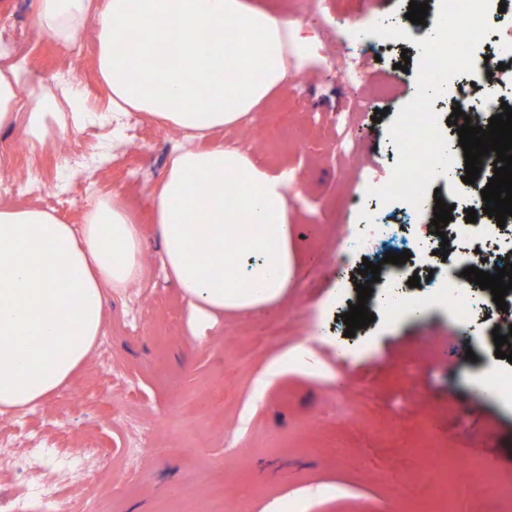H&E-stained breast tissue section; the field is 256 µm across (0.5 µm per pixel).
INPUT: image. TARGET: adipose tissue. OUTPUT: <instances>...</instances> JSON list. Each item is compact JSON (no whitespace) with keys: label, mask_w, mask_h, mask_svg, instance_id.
Listing matches in <instances>:
<instances>
[{"label":"adipose tissue","mask_w":512,"mask_h":512,"mask_svg":"<svg viewBox=\"0 0 512 512\" xmlns=\"http://www.w3.org/2000/svg\"><path fill=\"white\" fill-rule=\"evenodd\" d=\"M92 14L110 108L195 137L238 124L309 56L293 21L246 0H36L34 24L67 45ZM288 182L235 145L171 159L152 215L192 322L284 295L296 263ZM247 224L260 234L245 236ZM141 275L142 230L119 200H96L78 226L0 200V412L69 383L101 334L106 295Z\"/></svg>","instance_id":"ef3b65f1"}]
</instances>
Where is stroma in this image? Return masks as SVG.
Segmentation results:
<instances>
[{
    "label": "stroma",
    "instance_id": "1",
    "mask_svg": "<svg viewBox=\"0 0 512 512\" xmlns=\"http://www.w3.org/2000/svg\"><path fill=\"white\" fill-rule=\"evenodd\" d=\"M296 22L303 34L350 49L362 78L339 73L335 53L315 56L238 126L207 139L236 144L272 171L291 170L288 216L298 262L292 283L272 307L190 323L187 303L161 270V243L151 224V192L184 134L138 116H112L94 69L97 24L88 19L75 45L41 33L19 78L27 90L61 101L47 119L44 147L17 153L27 116L0 129V179L38 172L54 194L30 191L35 203L68 224L82 223L94 196H117L142 224L140 281L108 296L103 333L72 381L36 410L0 413V446L27 461L30 448L110 453L112 466L95 487L68 483L63 497L88 494L116 512H507L512 507V396L454 392L460 371L512 378L495 355L492 331L512 327V311L476 305L469 318L448 308V284L461 255L421 253V289L431 296L418 317H390L378 301L368 327L345 336L344 312L357 304L364 261L390 247L377 240L346 253L349 237L380 221L399 223L410 246L428 239L425 216L390 197L402 165L396 142L403 113L425 109L449 125L453 102L418 79L413 36L386 38L410 0H248ZM406 62L399 70L398 62ZM372 93L355 110L362 90ZM382 119H375L377 110ZM431 343L437 356L424 360ZM469 343L476 356L460 355ZM456 413H449V404ZM353 408L355 417L342 415ZM137 449L130 459L128 449ZM440 472L460 464L471 489L462 503L435 500L416 478L429 458ZM481 459L473 472L463 463Z\"/></svg>",
    "mask_w": 512,
    "mask_h": 512
}]
</instances>
